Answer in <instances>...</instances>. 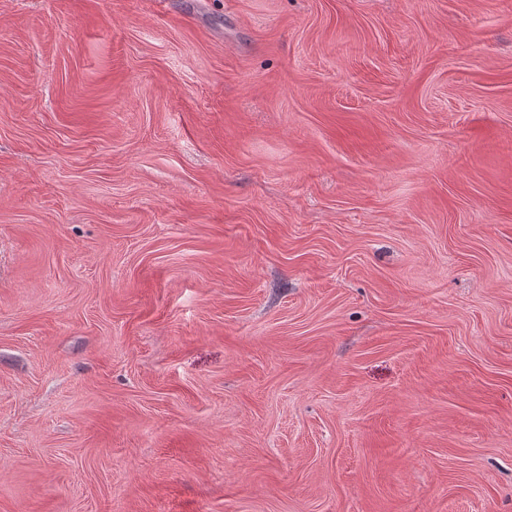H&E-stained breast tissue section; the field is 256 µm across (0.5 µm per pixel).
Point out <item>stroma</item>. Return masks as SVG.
I'll use <instances>...</instances> for the list:
<instances>
[{
    "label": "stroma",
    "instance_id": "1",
    "mask_svg": "<svg viewBox=\"0 0 512 512\" xmlns=\"http://www.w3.org/2000/svg\"><path fill=\"white\" fill-rule=\"evenodd\" d=\"M0 512H512V0H0Z\"/></svg>",
    "mask_w": 512,
    "mask_h": 512
}]
</instances>
